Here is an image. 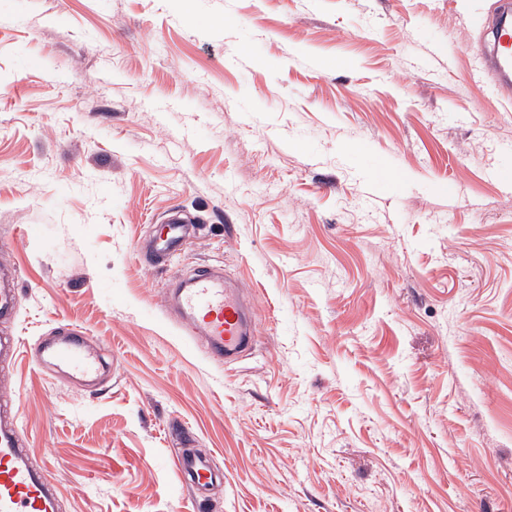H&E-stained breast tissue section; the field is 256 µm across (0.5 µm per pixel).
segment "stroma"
<instances>
[{
  "label": "stroma",
  "mask_w": 512,
  "mask_h": 512,
  "mask_svg": "<svg viewBox=\"0 0 512 512\" xmlns=\"http://www.w3.org/2000/svg\"><path fill=\"white\" fill-rule=\"evenodd\" d=\"M494 3L0 0V406L60 512H512ZM210 265L252 304L233 363L169 306ZM60 322L97 387L30 361ZM184 430L224 477L197 496ZM189 222L178 212H173L156 234L152 251L158 258L179 250L190 235Z\"/></svg>",
  "instance_id": "35a3bbf8"
}]
</instances>
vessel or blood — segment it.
<instances>
[{
	"label": "vessel or blood",
	"instance_id": "1",
	"mask_svg": "<svg viewBox=\"0 0 512 512\" xmlns=\"http://www.w3.org/2000/svg\"><path fill=\"white\" fill-rule=\"evenodd\" d=\"M498 92L512 97V0H496L489 37L478 46ZM190 235L188 221L172 213L156 234L152 251L164 257L179 250ZM171 302L185 322L190 337L205 344L212 361L229 362L252 341L248 308L239 289L223 270L206 268L180 280ZM37 364L50 365L85 381L97 377L101 361L82 331L59 324L52 342L34 349ZM178 468L185 481L199 490L213 486L218 477L193 449H184ZM60 494L46 464L36 462L24 448L15 423H0V512H59Z\"/></svg>",
	"mask_w": 512,
	"mask_h": 512
}]
</instances>
